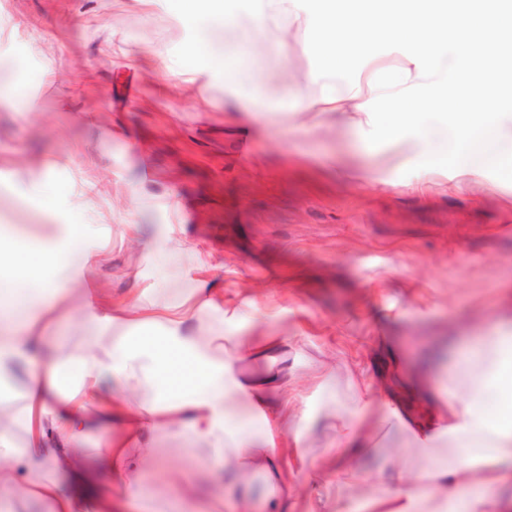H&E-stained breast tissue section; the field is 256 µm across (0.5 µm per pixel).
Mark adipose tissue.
<instances>
[{"instance_id":"1","label":"adipose tissue","mask_w":512,"mask_h":512,"mask_svg":"<svg viewBox=\"0 0 512 512\" xmlns=\"http://www.w3.org/2000/svg\"><path fill=\"white\" fill-rule=\"evenodd\" d=\"M211 59L229 87H238L245 71H253L250 95L263 97L266 80L253 55H241L233 44L213 48ZM415 63L400 59L377 61L364 78L346 91L323 81L306 98V112H357L359 104L418 84ZM88 258L81 237L67 227L50 233L30 251L0 250V269L26 273L27 288L0 289V383L14 369L29 363L25 402L15 417L27 433L23 447L0 434V496L16 492L50 503L52 512H113L111 491L91 490L92 479L74 467V455L98 423L113 425L116 437H105L106 465L111 481L125 497L139 498L142 460L154 453L157 433L207 439L210 455L204 465L221 471L226 454H234L241 473H259L267 491L261 512H287L296 482L282 469L278 440L287 427L303 437L311 420L308 410L282 408L276 400L281 379L261 374L240 376L232 361L218 356L210 342L187 328L190 316H224V301L211 290L198 289L188 310L163 304L135 307L120 315L89 305L87 317L101 352L62 364L44 357L30 364L34 350L60 346L52 327L68 317V279L47 277V267L71 253ZM424 365L439 369L437 383L448 401L426 421L403 430L424 461L426 487L385 492L375 512H438L444 495L451 512H512V325L499 321L476 343L445 358L432 348ZM118 383L124 395L105 391ZM376 389L368 375L357 382L340 425V443L363 450L370 436L366 420L377 414L379 424L397 417L395 408H376ZM447 447L453 462L437 460L433 451ZM69 476L78 489L59 492V479Z\"/></svg>"}]
</instances>
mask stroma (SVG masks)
Instances as JSON below:
<instances>
[{
    "instance_id": "35a3bbf8",
    "label": "stroma",
    "mask_w": 512,
    "mask_h": 512,
    "mask_svg": "<svg viewBox=\"0 0 512 512\" xmlns=\"http://www.w3.org/2000/svg\"><path fill=\"white\" fill-rule=\"evenodd\" d=\"M220 25L184 0H0V85L34 101L27 113L0 103V225H82L94 259L70 280L66 356L94 340L87 289L178 305L206 273L236 314L190 329L281 339L283 392L314 410L290 460L303 479L290 512H345L423 466L391 429L359 454L355 478L336 482V405L350 395L355 347L370 348L363 368L379 402L418 419L439 403L414 373L420 355L512 319V183L476 156V173L453 188V171L424 174L408 146H373L367 127L302 112L314 62L308 27L289 15L276 20L287 42L254 48L282 111L235 103L223 74L186 54ZM179 60L186 76L171 71ZM123 224L139 225L138 240L120 236ZM154 443L174 480L145 468L150 512H180L186 493L224 512L234 456L215 474L199 467L206 440Z\"/></svg>"
}]
</instances>
